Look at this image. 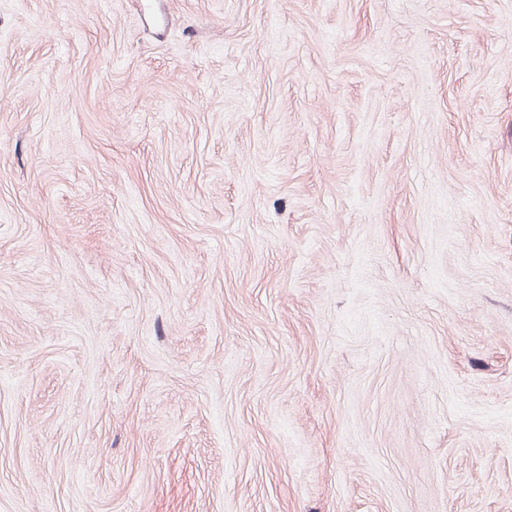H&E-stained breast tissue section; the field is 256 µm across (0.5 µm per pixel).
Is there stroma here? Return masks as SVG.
Returning a JSON list of instances; mask_svg holds the SVG:
<instances>
[{"label": "stroma", "instance_id": "stroma-1", "mask_svg": "<svg viewBox=\"0 0 512 512\" xmlns=\"http://www.w3.org/2000/svg\"><path fill=\"white\" fill-rule=\"evenodd\" d=\"M0 512H512V0H0Z\"/></svg>", "mask_w": 512, "mask_h": 512}]
</instances>
